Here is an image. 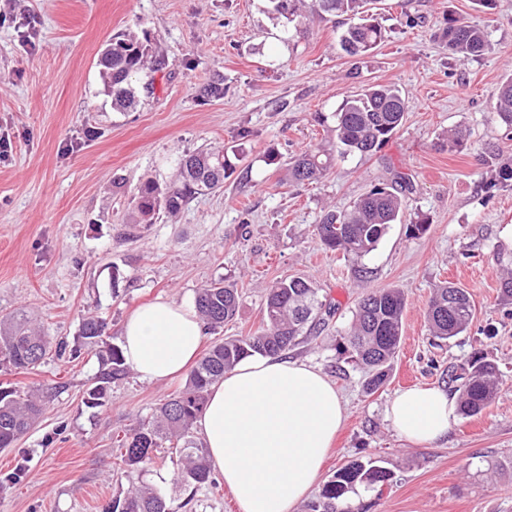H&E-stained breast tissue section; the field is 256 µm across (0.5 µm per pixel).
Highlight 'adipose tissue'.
Listing matches in <instances>:
<instances>
[{
    "instance_id": "adipose-tissue-1",
    "label": "adipose tissue",
    "mask_w": 512,
    "mask_h": 512,
    "mask_svg": "<svg viewBox=\"0 0 512 512\" xmlns=\"http://www.w3.org/2000/svg\"><path fill=\"white\" fill-rule=\"evenodd\" d=\"M205 334L193 304L159 299L128 316L120 343L139 380L162 382L194 363ZM456 417V393L440 387L403 390L387 408L392 427L416 445L445 438ZM343 420L336 388L320 371L259 356L211 388L197 424L240 512H296Z\"/></svg>"
}]
</instances>
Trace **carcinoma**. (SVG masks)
<instances>
[{"label": "carcinoma", "instance_id": "obj_1", "mask_svg": "<svg viewBox=\"0 0 512 512\" xmlns=\"http://www.w3.org/2000/svg\"><path fill=\"white\" fill-rule=\"evenodd\" d=\"M272 12L292 22L323 13L346 16L352 23L339 37L340 49L351 57L371 54L384 40V30L366 13L367 0H269ZM441 38L448 52L462 58L482 56L488 49L484 29L454 15H448ZM151 58L148 38L133 32L112 36L107 50L98 59L99 71L112 92V106L118 110L136 102L131 78L147 69ZM406 110L402 92L391 85H370L346 99L334 112L337 145L299 155L289 166V179L316 181L332 166L336 155H370L385 143L403 122ZM495 114L506 136L512 138V77L500 84ZM232 170L228 155L220 151L200 150L181 160L178 184L160 189L148 182L137 194L134 226L152 224L160 213H178L198 194L224 188V179ZM404 199L396 188L375 187L358 198L349 209L327 212L316 225L320 244L329 251H341L356 257L371 252L391 224L395 223ZM405 292L399 288L370 290L359 301L345 336L346 349L357 362L371 371L365 382L367 392H376L387 380L400 345ZM198 315L208 332L217 334L232 322L239 307V293L223 280L200 289L195 297ZM335 305L319 297V289L310 278L289 277L270 289L264 308V327L247 336L219 339L191 370L185 385L155 411L116 436L122 449L121 462L127 472L147 471L170 461L176 467L178 481L184 484H213L212 466L205 448L192 436V429L202 413L208 391L224 373L241 360L252 356H283L298 340L314 331L332 315ZM475 317L471 294L446 282L436 288L430 299L426 320L429 330L440 340L462 334ZM109 323L96 316L82 320L73 345L52 342L31 323L25 314L0 317V365L16 370L33 371L53 356L69 355L77 359L84 351H93L101 363L94 386L88 389L84 404H104L112 381L126 375L130 367L120 347L107 342ZM458 383L459 412L472 417L481 413L496 397L503 385L497 362L484 353L471 358L467 371L449 374ZM45 406L40 390L30 387H0V450L12 448L37 422ZM166 447L170 456L160 455ZM390 472L375 461L355 460L338 469L323 486L309 512H352L338 508L358 484L383 486ZM103 512H175L170 500L159 490L135 486L123 498L114 499Z\"/></svg>", "mask_w": 512, "mask_h": 512}]
</instances>
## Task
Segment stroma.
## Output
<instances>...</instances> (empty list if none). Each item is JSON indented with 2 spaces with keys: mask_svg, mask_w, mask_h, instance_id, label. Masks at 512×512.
<instances>
[{
  "mask_svg": "<svg viewBox=\"0 0 512 512\" xmlns=\"http://www.w3.org/2000/svg\"><path fill=\"white\" fill-rule=\"evenodd\" d=\"M385 30L368 57L338 46L342 18L303 28L268 12L267 0H0V315L27 312L51 340L70 341L99 315L119 338L139 305L193 302L223 279L240 293L224 336L260 329L267 293L308 276L335 313L289 351L335 383L345 421L322 468L328 481L367 457L391 473L383 489L356 486L352 512H512V186L496 169L512 140L494 114L512 76V0L483 12L475 0H374ZM482 27L484 55L461 60L440 37L448 15ZM120 32L145 34L163 66L133 77L154 92L135 110L112 107L97 59ZM220 78L224 94L203 97ZM373 84L399 88L407 110L370 156L337 159L319 182H289L290 161L331 145L333 114ZM465 135L448 151V131ZM497 158H490L489 147ZM200 149L232 152L223 191L194 197L177 216L131 227L145 182L172 185L178 162ZM277 163H268L267 151ZM405 174L412 191L400 220L361 258L325 250L316 226L373 187ZM429 228L413 235L412 224ZM467 288L471 327L441 341L425 319L441 282ZM400 288L403 335L387 382L366 393L368 372L340 346L365 290ZM493 356L507 379L478 416H458L446 438L415 445L386 417L395 392L446 387L448 367ZM100 370L94 354L49 359L36 371L0 367V386L42 388L45 412L15 447L0 451V512H102L134 485L165 491L186 512H240L223 484L167 481L172 464L118 471L116 433L181 390L184 377L148 383L127 374L104 406L83 399ZM18 479L5 483L4 477Z\"/></svg>",
  "mask_w": 512,
  "mask_h": 512,
  "instance_id": "obj_1",
  "label": "stroma"
}]
</instances>
